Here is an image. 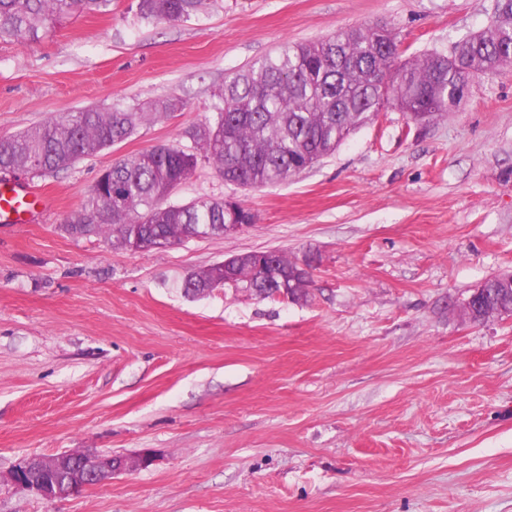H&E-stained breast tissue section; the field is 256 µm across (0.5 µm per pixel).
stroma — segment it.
Returning <instances> with one entry per match:
<instances>
[{
    "mask_svg": "<svg viewBox=\"0 0 512 512\" xmlns=\"http://www.w3.org/2000/svg\"><path fill=\"white\" fill-rule=\"evenodd\" d=\"M137 0L0 41V137L113 104L183 99L127 141L39 180L54 209L0 225V473L88 450L155 463L61 502L0 485V512H512V317L463 304L512 270V64L448 114L390 107L288 181L207 164L172 196L232 197L226 237L141 254L63 219L101 171L186 143L228 77L284 42L381 22L409 59L487 27L495 0H215L142 22ZM276 250L305 299L193 295L190 271Z\"/></svg>",
    "mask_w": 512,
    "mask_h": 512,
    "instance_id": "obj_1",
    "label": "stroma"
}]
</instances>
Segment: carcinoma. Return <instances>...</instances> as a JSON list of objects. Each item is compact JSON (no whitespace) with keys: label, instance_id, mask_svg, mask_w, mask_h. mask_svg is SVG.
<instances>
[{"label":"carcinoma","instance_id":"1","mask_svg":"<svg viewBox=\"0 0 512 512\" xmlns=\"http://www.w3.org/2000/svg\"><path fill=\"white\" fill-rule=\"evenodd\" d=\"M205 0H138L137 15L148 22L188 20ZM112 0H0V41L27 44L39 32L77 12L107 13ZM512 63V0H499L492 23L463 40L459 62L432 52L403 61L391 32L377 24L349 28L331 37L283 45L252 64L214 94L210 115L187 131L189 146L161 144L123 159L104 170L80 206L64 220L66 229L84 237L112 230L125 247L139 241L142 252L162 239L167 246L190 238L196 225L209 236H224V225L254 223V214L236 202L230 218L225 199L199 198L187 204L169 202L173 184L188 179L202 164L213 166L224 183L261 187L282 183L333 153L355 128L371 116L382 89L402 110L441 118L448 99L470 77L489 74ZM183 107L176 98L158 100L148 111L114 105L52 117L0 138V172L24 171L44 178L66 170L85 156L120 144L140 127ZM292 270L295 262L281 252L238 258L243 281L266 288L279 282L265 272ZM224 285V269L209 266L187 274L181 288ZM474 302L481 323L512 309V285L492 276Z\"/></svg>","mask_w":512,"mask_h":512}]
</instances>
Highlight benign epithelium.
<instances>
[{"mask_svg":"<svg viewBox=\"0 0 512 512\" xmlns=\"http://www.w3.org/2000/svg\"><path fill=\"white\" fill-rule=\"evenodd\" d=\"M153 463L149 452L134 457L85 451L30 455L15 466L6 481L19 492L35 494L46 501H61L88 487L109 483L117 474L146 469Z\"/></svg>","mask_w":512,"mask_h":512,"instance_id":"7a95c632","label":"benign epithelium"}]
</instances>
